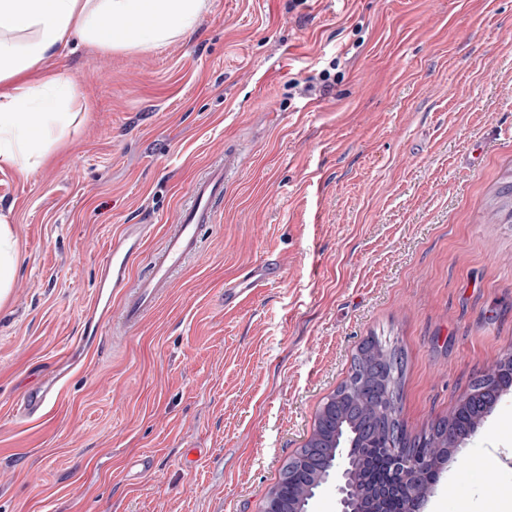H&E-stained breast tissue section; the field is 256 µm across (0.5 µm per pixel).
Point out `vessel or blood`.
<instances>
[{
  "mask_svg": "<svg viewBox=\"0 0 512 512\" xmlns=\"http://www.w3.org/2000/svg\"><path fill=\"white\" fill-rule=\"evenodd\" d=\"M229 169V163L219 161L209 165L196 180L190 197L179 207L165 232L160 248L151 255L147 276L133 278L131 264L142 252L151 233L150 225H126L119 237L113 239L102 261L101 274L111 279L113 290L121 294L123 326L140 324L154 310L178 270L198 252L200 228L211 223L214 205L224 197ZM276 271V263L264 259L243 277L225 283V305H238L253 288L274 280ZM64 386L65 378L60 375L51 383L27 390L16 404L17 413L26 418L42 415L52 401L59 399Z\"/></svg>",
  "mask_w": 512,
  "mask_h": 512,
  "instance_id": "vessel-or-blood-1",
  "label": "vessel or blood"
}]
</instances>
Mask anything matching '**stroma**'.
<instances>
[{
	"instance_id": "obj_1",
	"label": "stroma",
	"mask_w": 512,
	"mask_h": 512,
	"mask_svg": "<svg viewBox=\"0 0 512 512\" xmlns=\"http://www.w3.org/2000/svg\"><path fill=\"white\" fill-rule=\"evenodd\" d=\"M336 62L328 88L295 81ZM83 98L51 164L0 170L19 269L0 304V512H261L368 336L401 348L408 435L512 348V0H209L150 49L78 44ZM235 170L202 252L138 326L80 348L103 255L143 258L200 173ZM274 283L225 307L265 257ZM78 355L39 418L14 401ZM425 512H512V390ZM488 213L493 224H512V169L499 182Z\"/></svg>"
}]
</instances>
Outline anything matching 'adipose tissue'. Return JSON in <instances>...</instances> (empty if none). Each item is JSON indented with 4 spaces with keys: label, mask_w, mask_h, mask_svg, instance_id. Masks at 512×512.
Returning <instances> with one entry per match:
<instances>
[{
    "label": "adipose tissue",
    "mask_w": 512,
    "mask_h": 512,
    "mask_svg": "<svg viewBox=\"0 0 512 512\" xmlns=\"http://www.w3.org/2000/svg\"><path fill=\"white\" fill-rule=\"evenodd\" d=\"M208 0H0V169L43 167L80 116L75 86L47 63L73 39L102 49H153L192 30ZM18 268L0 214V302Z\"/></svg>",
    "instance_id": "adipose-tissue-1"
}]
</instances>
